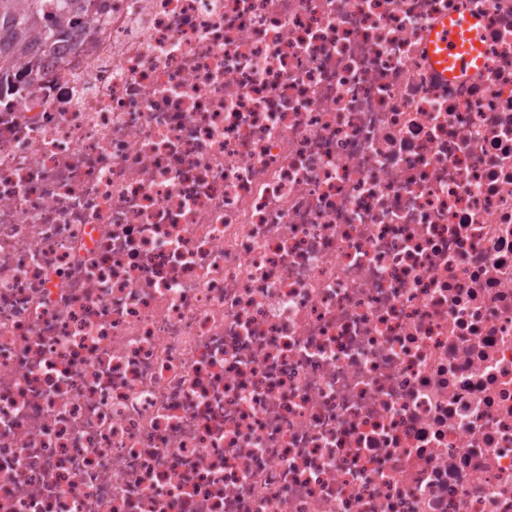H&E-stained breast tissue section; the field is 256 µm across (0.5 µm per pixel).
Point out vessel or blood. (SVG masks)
I'll return each mask as SVG.
<instances>
[{"label": "vessel or blood", "mask_w": 512, "mask_h": 512, "mask_svg": "<svg viewBox=\"0 0 512 512\" xmlns=\"http://www.w3.org/2000/svg\"><path fill=\"white\" fill-rule=\"evenodd\" d=\"M481 38L479 20L470 14L444 20L430 34L434 65L448 79L472 70L481 62L478 48Z\"/></svg>", "instance_id": "b4317fda"}]
</instances>
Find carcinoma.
I'll return each instance as SVG.
<instances>
[{"label": "carcinoma", "mask_w": 512, "mask_h": 512, "mask_svg": "<svg viewBox=\"0 0 512 512\" xmlns=\"http://www.w3.org/2000/svg\"><path fill=\"white\" fill-rule=\"evenodd\" d=\"M91 7V0H0V95H20L35 84L38 53L82 26Z\"/></svg>", "instance_id": "obj_1"}]
</instances>
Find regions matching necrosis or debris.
<instances>
[{
    "label": "necrosis or debris",
    "instance_id": "4bbe7bcc",
    "mask_svg": "<svg viewBox=\"0 0 512 512\" xmlns=\"http://www.w3.org/2000/svg\"><path fill=\"white\" fill-rule=\"evenodd\" d=\"M0 512H512V0H108L43 56ZM479 19L464 13L446 18L430 34L431 58L443 76L453 79L481 63Z\"/></svg>",
    "mask_w": 512,
    "mask_h": 512
}]
</instances>
